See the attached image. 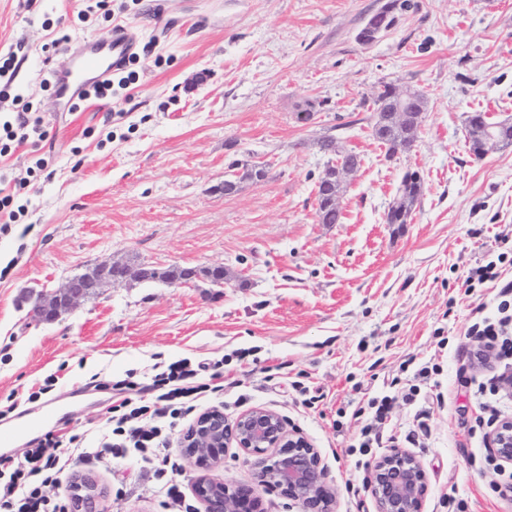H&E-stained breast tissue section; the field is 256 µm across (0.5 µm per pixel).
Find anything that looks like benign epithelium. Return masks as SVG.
<instances>
[{
  "label": "benign epithelium",
  "mask_w": 512,
  "mask_h": 512,
  "mask_svg": "<svg viewBox=\"0 0 512 512\" xmlns=\"http://www.w3.org/2000/svg\"><path fill=\"white\" fill-rule=\"evenodd\" d=\"M361 165L351 163L333 167L328 178L334 180L336 196ZM136 279L139 271L119 263L101 264L93 277ZM72 277L62 286L36 294L29 317L36 324L50 323L74 310L81 302L97 296L91 286L76 285ZM249 458L255 483L230 485L211 477L210 472L224 463L230 444ZM487 444L495 456L512 465V417L501 419L487 434ZM180 447L198 476L192 486L203 512H263L257 487L280 490L298 507V512H333L335 494L325 480L320 453L302 432L288 428L274 410L254 407L228 425L219 409L198 416L185 432ZM367 488L377 512H423L427 492V473L421 461L410 452L392 448L369 468ZM104 492L89 474L77 473L70 480V512H102Z\"/></svg>",
  "instance_id": "7a95c632"
}]
</instances>
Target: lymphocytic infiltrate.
Instances as JSON below:
<instances>
[{
    "label": "lymphocytic infiltrate",
    "mask_w": 512,
    "mask_h": 512,
    "mask_svg": "<svg viewBox=\"0 0 512 512\" xmlns=\"http://www.w3.org/2000/svg\"><path fill=\"white\" fill-rule=\"evenodd\" d=\"M12 64V57L0 56V100H11L14 105L13 111L0 114V158L12 155L26 143L38 147L48 138L42 117L30 112L22 94L12 91V83L7 79ZM507 258V253L498 254L496 259L473 269L466 280L471 288L488 282L501 284L497 317L481 319L469 328L470 335L497 360L512 359V280L502 281L500 270ZM95 386L113 389L118 395L106 409L104 424L79 435L68 434L61 428L47 431L19 462L0 455V512H68V499L52 493L66 471L79 461L111 462L130 449L155 464L156 473L162 478L160 489L164 497L172 504H181V486L167 476L168 470L175 467L168 455L169 439L202 400L223 398V360L195 365L185 358L170 362L152 380V389L159 393L160 406L156 409L140 404L141 389L136 381L99 380ZM348 406L352 418L363 423L358 452L368 455L382 442L381 427L392 414L394 398L384 394L365 402L352 400Z\"/></svg>",
    "instance_id": "f902f5d3"
}]
</instances>
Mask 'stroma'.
<instances>
[{
    "instance_id": "stroma-1",
    "label": "stroma",
    "mask_w": 512,
    "mask_h": 512,
    "mask_svg": "<svg viewBox=\"0 0 512 512\" xmlns=\"http://www.w3.org/2000/svg\"><path fill=\"white\" fill-rule=\"evenodd\" d=\"M384 2L127 0L110 21L88 12V0H0V53H14L13 86L49 131L40 152L23 145L0 159L9 177L30 181L19 230L0 236L1 401L30 415L48 400L69 402L65 428L80 433L112 402L111 390L88 387L92 374L134 373L152 405L154 364L220 357L238 382L225 395L226 422L275 410L320 452L335 512H376L364 470L345 453L359 425L340 409L390 389L412 357L436 372L420 402L390 389L389 428L404 447L419 406L430 411V435L414 451L428 476L423 512H443L448 499L461 512H512V466L470 463L485 449L475 430L485 411L462 386L501 371L472 367L465 337L477 314H495L496 291L464 282L512 246V148L474 158L464 126L476 109L512 117V0H416L377 42H359ZM49 23L72 40L47 59ZM117 23L152 56L113 97L64 110L42 86L46 73ZM384 82L428 98L415 145L391 158L360 106ZM307 100L322 109L304 124L297 112ZM329 135L362 158L338 224L318 223L314 209L327 162L319 142ZM38 156L48 169L28 176ZM235 160L263 162L266 175L228 195ZM409 169L423 177L421 202L410 223H385ZM104 263L220 265L224 287L131 280L55 322H30L28 291ZM238 349L250 361H238ZM297 381L324 394L318 408L301 406ZM76 391L82 401H72ZM94 473L104 512H172L138 453Z\"/></svg>"
}]
</instances>
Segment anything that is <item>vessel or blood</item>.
I'll return each mask as SVG.
<instances>
[{
    "label": "vessel or blood",
    "instance_id": "obj_1",
    "mask_svg": "<svg viewBox=\"0 0 512 512\" xmlns=\"http://www.w3.org/2000/svg\"><path fill=\"white\" fill-rule=\"evenodd\" d=\"M135 48L127 27L122 25L114 27L106 40H85L74 52L69 66L54 75L61 98L66 104L75 103L81 91L121 68ZM60 418L58 408L51 406L37 417L19 421L10 428H0V447H11L14 441L31 432L38 423Z\"/></svg>",
    "mask_w": 512,
    "mask_h": 512
}]
</instances>
